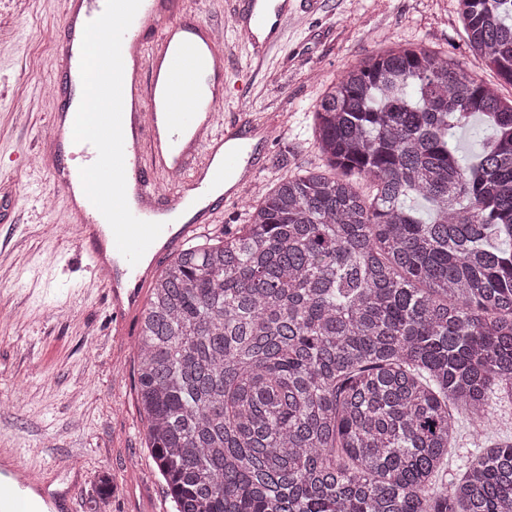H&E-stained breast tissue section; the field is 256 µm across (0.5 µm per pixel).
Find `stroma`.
<instances>
[{
    "label": "stroma",
    "mask_w": 512,
    "mask_h": 512,
    "mask_svg": "<svg viewBox=\"0 0 512 512\" xmlns=\"http://www.w3.org/2000/svg\"><path fill=\"white\" fill-rule=\"evenodd\" d=\"M63 9L62 0H0V43L16 45L0 55V444L49 472L54 487L75 486L77 512H173L137 399L140 323L115 326L65 227V195L25 165L53 109L46 89ZM415 44L512 97L469 50L457 0H320L254 71L243 40L226 29L229 84L251 71L252 116L277 130L260 148L259 182L323 167L311 133L318 97L349 67ZM104 473L112 495L102 509L94 487Z\"/></svg>",
    "instance_id": "35a3bbf8"
}]
</instances>
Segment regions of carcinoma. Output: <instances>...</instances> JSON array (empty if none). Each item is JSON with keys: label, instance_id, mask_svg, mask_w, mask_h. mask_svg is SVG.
<instances>
[{"label": "carcinoma", "instance_id": "1", "mask_svg": "<svg viewBox=\"0 0 512 512\" xmlns=\"http://www.w3.org/2000/svg\"><path fill=\"white\" fill-rule=\"evenodd\" d=\"M457 2L512 85V0ZM475 117L489 136L462 163L448 137ZM312 135L326 168L260 187L141 311L137 392L175 512H512V439L442 483L458 414L512 401V98L388 48L322 94Z\"/></svg>", "mask_w": 512, "mask_h": 512}]
</instances>
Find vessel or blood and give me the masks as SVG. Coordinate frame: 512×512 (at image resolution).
<instances>
[{"label": "vessel or blood", "mask_w": 512, "mask_h": 512, "mask_svg": "<svg viewBox=\"0 0 512 512\" xmlns=\"http://www.w3.org/2000/svg\"><path fill=\"white\" fill-rule=\"evenodd\" d=\"M106 0H64V37L55 49V110L37 154L68 200L67 223L75 229L104 285L115 323H123L144 300L152 268L130 265L113 247V231L86 197L80 170L98 156L88 142L68 134L81 88V44L86 24L99 17ZM297 14L293 0H236L233 28L243 38L251 63L260 65L281 44ZM123 135L126 198L138 219L163 223L156 245L173 251L212 223L225 202L239 197L241 185L257 174L254 132L269 134L246 107L233 116L224 104V42L215 24L190 13L188 0H142L122 42ZM19 452L0 448V512H72L74 491L49 489L19 467Z\"/></svg>", "instance_id": "vessel-or-blood-1"}]
</instances>
